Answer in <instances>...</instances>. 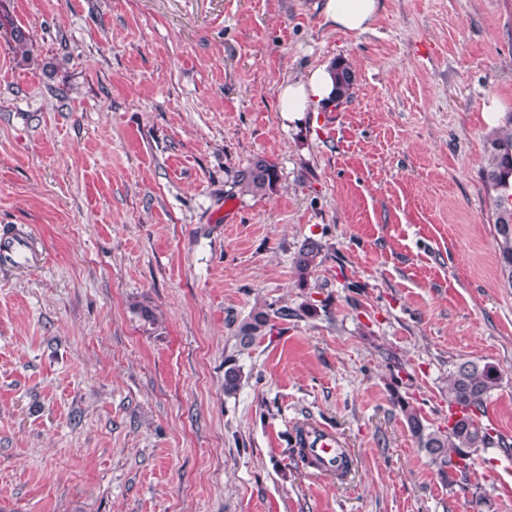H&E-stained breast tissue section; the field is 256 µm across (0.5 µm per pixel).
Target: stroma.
I'll use <instances>...</instances> for the list:
<instances>
[{
	"label": "stroma",
	"mask_w": 512,
	"mask_h": 512,
	"mask_svg": "<svg viewBox=\"0 0 512 512\" xmlns=\"http://www.w3.org/2000/svg\"><path fill=\"white\" fill-rule=\"evenodd\" d=\"M316 3L0 0V231L45 259L0 271V512H512V457L446 483L391 401L447 427L449 370L493 363L485 421L512 443L480 174L512 115V0H383L360 35ZM339 59L351 99L288 122L280 87ZM260 156L274 190L240 194ZM264 301L315 312L237 352ZM315 423L350 483L298 458ZM321 246L315 242H307L302 245L293 258L294 269L298 277L299 284H304L307 276L317 265L321 263ZM243 378V368L236 355L224 358V393L232 395L239 389Z\"/></svg>",
	"instance_id": "1"
}]
</instances>
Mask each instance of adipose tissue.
<instances>
[{"mask_svg": "<svg viewBox=\"0 0 512 512\" xmlns=\"http://www.w3.org/2000/svg\"><path fill=\"white\" fill-rule=\"evenodd\" d=\"M381 10V0H322L320 13L324 23L344 33L369 31ZM335 80L331 65L314 69L307 78L288 82L279 92L281 112L289 121L302 119L310 108L330 105Z\"/></svg>", "mask_w": 512, "mask_h": 512, "instance_id": "ef3b65f1", "label": "adipose tissue"}]
</instances>
